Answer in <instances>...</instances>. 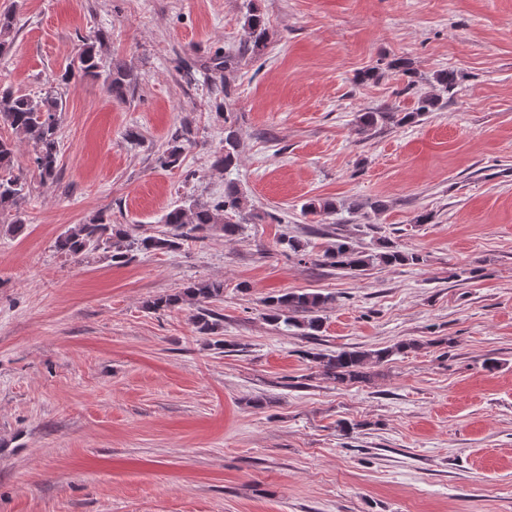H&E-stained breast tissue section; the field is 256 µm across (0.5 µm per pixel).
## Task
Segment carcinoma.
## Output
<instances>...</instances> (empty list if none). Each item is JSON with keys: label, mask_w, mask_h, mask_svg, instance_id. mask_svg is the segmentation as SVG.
<instances>
[{"label": "carcinoma", "mask_w": 512, "mask_h": 512, "mask_svg": "<svg viewBox=\"0 0 512 512\" xmlns=\"http://www.w3.org/2000/svg\"><path fill=\"white\" fill-rule=\"evenodd\" d=\"M244 26L247 31V49L260 53L266 44L267 29L262 14L251 10ZM16 28V17L11 12L0 13V52L6 50L7 37ZM102 80L111 98L125 101L134 81L132 72L122 64L103 65L95 46L84 44L76 59L65 68L61 80ZM441 108V98L425 95L417 100L412 112H364L358 118L359 131L373 130L381 121L391 120L399 125L409 124L430 112ZM62 111V100L54 87L42 89L37 94L24 93L19 89L0 86V122L11 129L32 147V163L44 180H53L58 175L59 140L58 112ZM180 134L172 137L169 146L159 157L163 168L176 167L181 159L183 147ZM239 146L238 132L233 127L224 128V149L215 154L214 166L219 169L231 167ZM16 144L0 138V222L7 223L8 231L14 235L24 233L25 220L20 211L21 203L30 193L29 185L20 173H14ZM253 215L246 212L244 200L236 184L224 187V199L214 203L195 201L189 205H178L162 217V230L128 229L124 224L112 223L111 216L104 212L94 215L83 224H74L61 232L55 242V250L71 257H82L101 250L110 254L112 264L122 266L130 263L139 254L174 252L185 241H204L219 232L224 236L235 235L240 225L248 223ZM316 261L353 276H362L375 266L417 265L424 261L421 254L405 250L387 240L382 241L378 251H361L343 237L329 243ZM224 297V282L203 280L193 282L173 293L163 294L149 303L152 309L160 310L178 305L193 307L192 320L203 335L215 333L220 314L210 304ZM335 298L329 294L306 291H287L271 295L264 301L270 322L306 329V335L314 336L322 327L321 313ZM409 348L402 343L379 350H339L333 353H309L307 357L316 362L323 375L337 383L353 382L366 378L365 367L378 363Z\"/></svg>", "instance_id": "obj_1"}]
</instances>
